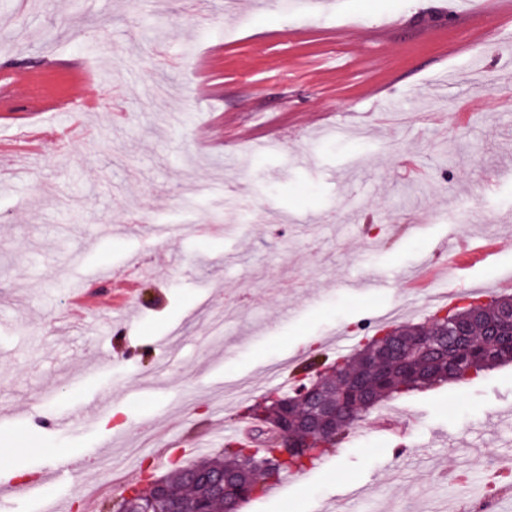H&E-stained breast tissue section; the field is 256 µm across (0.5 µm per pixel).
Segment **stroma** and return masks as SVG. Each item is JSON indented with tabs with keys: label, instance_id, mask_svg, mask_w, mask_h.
<instances>
[{
	"label": "stroma",
	"instance_id": "1",
	"mask_svg": "<svg viewBox=\"0 0 512 512\" xmlns=\"http://www.w3.org/2000/svg\"><path fill=\"white\" fill-rule=\"evenodd\" d=\"M334 0L309 17L262 0H0V63L21 105L0 112V512L104 488L100 507L181 465L179 441L241 420L299 366L333 364L338 332L374 334L407 275L450 235L491 238L460 294L512 274V9L476 0ZM53 96L110 95L58 149L22 108L26 71ZM87 73L73 82L66 66ZM352 113L355 133L326 134ZM45 131L42 155L16 156ZM381 274L385 288L356 289ZM97 289L79 316L69 286ZM97 403L78 433L59 415ZM402 443L358 428L253 499L261 512H426L452 477L512 458V364L396 401ZM167 448L164 466L130 449ZM75 461L79 481L45 479Z\"/></svg>",
	"mask_w": 512,
	"mask_h": 512
}]
</instances>
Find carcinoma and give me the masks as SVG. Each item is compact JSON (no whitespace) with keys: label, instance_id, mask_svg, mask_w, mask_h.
<instances>
[{"label":"carcinoma","instance_id":"obj_1","mask_svg":"<svg viewBox=\"0 0 512 512\" xmlns=\"http://www.w3.org/2000/svg\"><path fill=\"white\" fill-rule=\"evenodd\" d=\"M511 300L512 296H501L491 302H483L469 295L460 297L453 306L434 314L433 330L428 332L424 345L417 346L410 335L416 324L391 325L385 327L390 335L380 339L367 336L359 341L351 353L339 357L329 371L321 376L325 391L333 396L343 390L349 396L354 408L349 412L336 414V433L318 436L306 426L313 412L308 408L295 410L299 424L289 436H280L277 446L269 449L265 445L264 431H279L270 422L278 416L280 402L288 394L271 392L253 411L258 422L255 447H225L224 454L202 458L187 466H180L167 476L168 499L156 501L152 512H168L176 507L178 512H196L204 505L209 512H225L224 499L233 495L238 486L249 485L253 493L245 498L250 501L269 487L271 472L277 476L300 472L307 465L315 463L336 446L342 436L350 433L364 416L382 404L408 395L415 391L446 382L468 381L474 376L504 365L512 364V346L499 342V337L489 339L488 334L499 330V303ZM478 310L480 318L469 323L467 335L451 336L454 321L466 317L472 310ZM385 345L393 343L400 348V356L382 369L367 372L363 368V357L367 347H376V342ZM291 439L298 447L290 450V459L283 461L280 455ZM226 473L233 478V484L225 493L219 494L202 481L206 475Z\"/></svg>","mask_w":512,"mask_h":512}]
</instances>
